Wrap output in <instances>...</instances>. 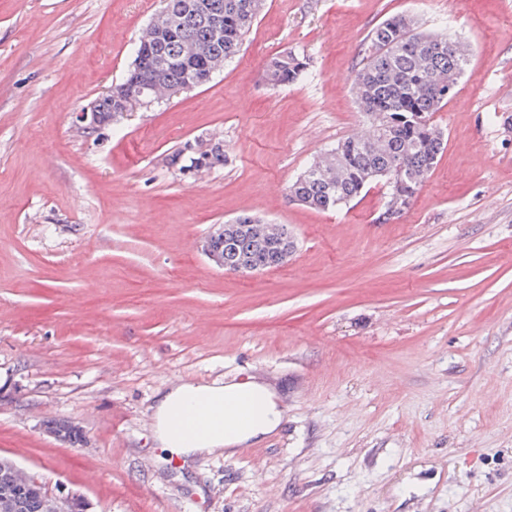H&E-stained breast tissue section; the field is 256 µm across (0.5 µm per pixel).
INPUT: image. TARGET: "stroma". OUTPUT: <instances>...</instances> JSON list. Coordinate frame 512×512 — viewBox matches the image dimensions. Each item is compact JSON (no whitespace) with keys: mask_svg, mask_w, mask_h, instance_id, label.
<instances>
[{"mask_svg":"<svg viewBox=\"0 0 512 512\" xmlns=\"http://www.w3.org/2000/svg\"><path fill=\"white\" fill-rule=\"evenodd\" d=\"M160 8L0 0V455L88 512H512V0H266L209 83L87 128ZM397 13L470 49L437 165L393 222L379 183L298 205L289 184L361 130L352 79ZM289 51L309 68L271 88ZM188 141L223 164L181 174ZM244 212L288 225L286 266L204 256ZM253 377L277 389L274 433L162 455L170 384ZM308 57L286 52L273 58L266 67V80L273 88L298 81L308 69ZM112 90L113 86H111L105 93V96L112 100V113L103 112L102 117H112V124H116L124 118V112H122V109L124 108V105L127 103V101H119L118 99H114L112 96ZM99 112L100 111L96 105V101H94L83 112L79 113V120L82 123H88V128L90 129L99 127L102 128L104 125L108 124L109 121H104Z\"/></svg>","mask_w":512,"mask_h":512,"instance_id":"stroma-1","label":"stroma"}]
</instances>
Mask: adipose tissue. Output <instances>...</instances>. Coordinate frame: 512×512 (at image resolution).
I'll use <instances>...</instances> for the list:
<instances>
[{
	"mask_svg": "<svg viewBox=\"0 0 512 512\" xmlns=\"http://www.w3.org/2000/svg\"><path fill=\"white\" fill-rule=\"evenodd\" d=\"M200 399L215 404V413L222 424L188 441L176 433L171 418L175 411ZM245 401L250 402L253 409L243 417L236 406ZM153 415L155 439L159 447L187 463L197 456L217 450L234 454L242 445L276 431L283 413L272 388L256 381L246 385L235 382L211 385L177 383L158 397Z\"/></svg>",
	"mask_w": 512,
	"mask_h": 512,
	"instance_id": "obj_1",
	"label": "adipose tissue"
}]
</instances>
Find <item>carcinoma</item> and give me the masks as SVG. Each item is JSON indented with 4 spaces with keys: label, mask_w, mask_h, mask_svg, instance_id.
Instances as JSON below:
<instances>
[{
    "label": "carcinoma",
    "mask_w": 512,
    "mask_h": 512,
    "mask_svg": "<svg viewBox=\"0 0 512 512\" xmlns=\"http://www.w3.org/2000/svg\"><path fill=\"white\" fill-rule=\"evenodd\" d=\"M260 14L259 0H166L139 38L127 76L120 84L143 93L130 100L159 102L180 87L204 85L240 51L244 37ZM370 50L356 72L355 100L366 127L335 148L317 156L288 186L289 196L310 201L313 210H332L358 197L387 162L400 171L389 186L388 202L406 209L414 201L444 148L443 132L432 117L448 103V86L458 87L469 54L446 33L417 31L408 15H394L369 35ZM308 57L286 52L266 67L274 88L298 81ZM224 162L219 144L192 158L191 167L211 168ZM249 214L237 217L214 247L227 253L232 266L245 259L258 267L271 265L269 245H287L282 235L261 237L244 224H258Z\"/></svg>",
    "instance_id": "obj_1"
}]
</instances>
